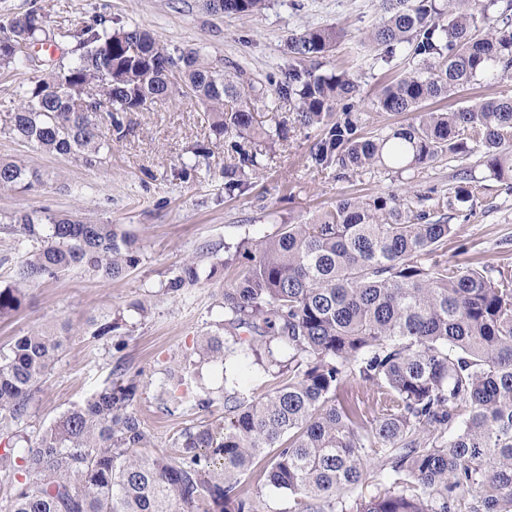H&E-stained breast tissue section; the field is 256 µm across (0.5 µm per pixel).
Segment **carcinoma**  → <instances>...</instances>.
Masks as SVG:
<instances>
[{
  "instance_id": "carcinoma-1",
  "label": "carcinoma",
  "mask_w": 512,
  "mask_h": 512,
  "mask_svg": "<svg viewBox=\"0 0 512 512\" xmlns=\"http://www.w3.org/2000/svg\"><path fill=\"white\" fill-rule=\"evenodd\" d=\"M267 0H203L212 12L254 14ZM367 34L390 62L420 66L387 85L376 101L413 121L386 134L359 133L363 100L345 71L319 72L336 31L307 28L288 38L299 66L276 83L297 103L296 121L323 133L311 159L344 178L382 167L401 175L442 155L476 158L512 182V97L476 107L423 110L459 88L512 70V0H380ZM44 14L30 9L0 26V68L30 65L16 50L44 43ZM83 49L67 65L21 88L10 130L20 140L84 165L101 163L123 114L177 90L212 116L217 139L251 135L269 90L234 81L199 51H170L138 24L112 27L97 16L57 33ZM99 109L103 115L92 119ZM262 151L239 150L224 172L240 189L258 173ZM41 175L0 160V188L31 189ZM483 179L459 174L444 192L345 197L308 224H283L254 244L251 264L224 289L227 339L204 336L214 361L256 357L280 379L253 399L226 388L224 424L185 429L174 456L143 451L138 386L113 381L64 412L33 445L10 432L54 368L66 340L35 330L0 350V478L4 512H262L244 489L258 464L266 484L288 493L289 512H512V271L449 263L439 247L453 232L448 212L471 211ZM7 226L37 247L0 287V317L20 308V285L82 268L104 280L139 263L117 224L75 212L19 210ZM197 280L187 262L169 282ZM350 379L372 390L377 410L338 392ZM376 462L368 464L369 453ZM374 480L384 490L371 496Z\"/></svg>"
}]
</instances>
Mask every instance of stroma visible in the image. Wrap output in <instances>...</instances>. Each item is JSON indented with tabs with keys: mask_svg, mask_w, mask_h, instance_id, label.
Here are the masks:
<instances>
[{
	"mask_svg": "<svg viewBox=\"0 0 512 512\" xmlns=\"http://www.w3.org/2000/svg\"><path fill=\"white\" fill-rule=\"evenodd\" d=\"M39 8L46 25L65 30L102 15L114 25L140 24L169 49H196L229 78L238 71L261 84L280 80L293 59L291 33L335 28L339 34L330 66L347 71L367 99L362 130L387 133L411 117L378 109L384 86L413 64L405 58L385 63L365 35L378 17V0H270L258 15L211 13L202 0H0V24ZM40 69H0V159L38 171L43 183L31 190H0V217L17 210L76 211L119 224L136 239L140 262L125 277L106 281L74 268L58 277L30 282L21 307L0 318V347L24 333L67 324L71 336L25 417L13 431L36 442L60 415L97 388L116 379L135 382L136 404L148 436V451L173 452L185 428L223 419L224 403L201 408L204 389L231 384L258 397L276 384L253 360H242L231 375L199 360L201 337L222 334L224 290L248 264L238 256L225 266L242 239L259 241L279 225L312 221L345 196L367 198L401 192L404 183L383 168L347 178L316 167L310 149L318 128L293 121V106L278 99L257 112L260 141L226 135L216 142L210 115L195 101L169 100L124 115L123 137L114 140L101 164L85 167L74 157L46 153L9 130L19 85L37 79ZM261 145L263 170L244 193L224 188V170L238 162L234 142ZM475 174L485 189L471 214L451 216L454 233L441 252L451 262L479 260L491 269L512 267V187ZM33 241L0 229V285L13 284L18 266L34 250ZM194 262L193 285L170 292L168 282L185 262ZM186 364L185 383L175 386L171 369ZM181 403L165 408L170 390Z\"/></svg>",
	"mask_w": 512,
	"mask_h": 512,
	"instance_id": "1",
	"label": "stroma"
}]
</instances>
